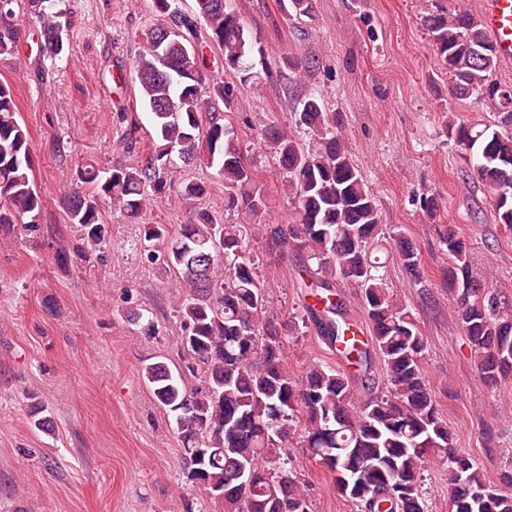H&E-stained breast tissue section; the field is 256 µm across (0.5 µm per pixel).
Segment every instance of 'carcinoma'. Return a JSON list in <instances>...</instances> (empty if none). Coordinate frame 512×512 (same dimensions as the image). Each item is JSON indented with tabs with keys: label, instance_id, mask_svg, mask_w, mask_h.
<instances>
[{
	"label": "carcinoma",
	"instance_id": "obj_1",
	"mask_svg": "<svg viewBox=\"0 0 512 512\" xmlns=\"http://www.w3.org/2000/svg\"><path fill=\"white\" fill-rule=\"evenodd\" d=\"M289 20H313L314 0H279ZM62 0H27L40 25L43 56L64 50L58 18ZM154 23L144 32L133 68L137 92L150 116L148 153L131 163L77 169L67 196V217L86 249L105 243L102 207L110 205L139 220L148 205L167 197L179 164L199 156L224 180V212L256 220L267 243L283 259L300 257L297 287L311 289L305 308L317 333L351 370L313 362L297 379L284 348L290 318L266 314L264 282L247 250L248 224H226L204 207L196 221L172 234L165 224H143L154 243L150 262L168 268L183 284L180 349L187 364L173 369L148 364L143 379L172 419L190 482L204 489L223 512H309V506L280 444L299 435L318 466L333 475L337 492L357 512H427L421 471L430 458L448 465L449 512H512V493L485 475L480 463L454 446L437 411L422 368L426 342L413 314L390 293L371 247L385 235L376 198L350 155L336 113L322 94H302L294 124L309 130L306 142L276 126L255 135L283 174L292 213L284 224H261L268 196L262 171L243 150L231 114L243 108L235 87L259 85L272 70L288 71V82L313 70L312 59H275L254 37L233 0H196L186 12L180 0H153ZM426 29L453 94H480L497 122H448V135L466 153L477 178L491 192L494 220L512 230V103L491 96L498 56L481 20L466 9L436 7ZM188 34L183 37L176 33ZM22 30L13 8L0 11V57L19 52ZM261 69H256V66ZM12 85L0 81V229L36 227L42 193L33 178L30 137L16 118ZM128 150L141 143L138 113H125ZM197 180L182 184L192 204L206 198ZM396 260L419 271L411 239L392 235ZM448 256L445 277L457 304L460 327L477 362L481 382L495 390L512 376V305L499 291L474 278L469 245L453 228L439 235ZM359 291L366 316L364 340L333 300L336 279ZM132 321L151 336L155 324L145 308ZM384 366L386 391L377 393L369 373L372 355ZM203 384L188 388L189 379ZM368 397L353 402L356 381Z\"/></svg>",
	"mask_w": 512,
	"mask_h": 512
}]
</instances>
